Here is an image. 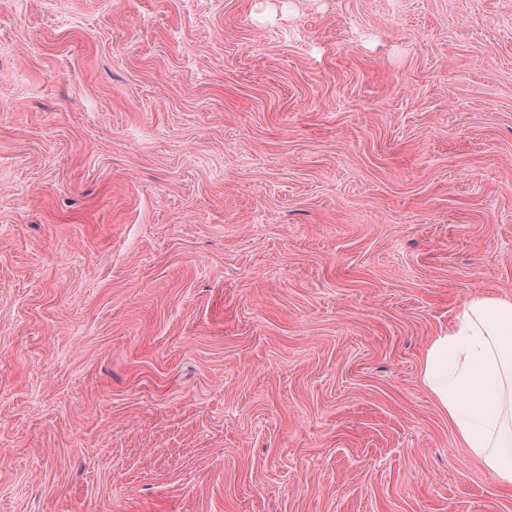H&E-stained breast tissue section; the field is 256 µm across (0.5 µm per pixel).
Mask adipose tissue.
I'll list each match as a JSON object with an SVG mask.
<instances>
[{"label": "adipose tissue", "mask_w": 512, "mask_h": 512, "mask_svg": "<svg viewBox=\"0 0 512 512\" xmlns=\"http://www.w3.org/2000/svg\"><path fill=\"white\" fill-rule=\"evenodd\" d=\"M419 378L462 446L512 486V299H467L428 342Z\"/></svg>", "instance_id": "obj_1"}]
</instances>
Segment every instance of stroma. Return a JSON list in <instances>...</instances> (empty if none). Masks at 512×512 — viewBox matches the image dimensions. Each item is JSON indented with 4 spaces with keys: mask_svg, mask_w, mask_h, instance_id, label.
Listing matches in <instances>:
<instances>
[{
    "mask_svg": "<svg viewBox=\"0 0 512 512\" xmlns=\"http://www.w3.org/2000/svg\"><path fill=\"white\" fill-rule=\"evenodd\" d=\"M512 298V0H0V512H512L420 383Z\"/></svg>",
    "mask_w": 512,
    "mask_h": 512,
    "instance_id": "stroma-1",
    "label": "stroma"
}]
</instances>
